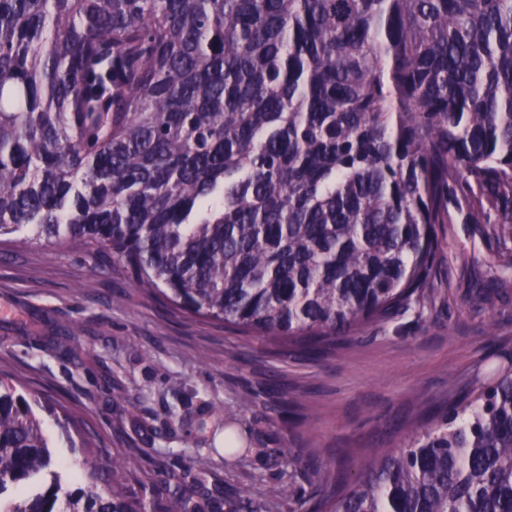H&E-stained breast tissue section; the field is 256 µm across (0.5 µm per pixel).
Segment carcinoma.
<instances>
[{"mask_svg":"<svg viewBox=\"0 0 512 512\" xmlns=\"http://www.w3.org/2000/svg\"><path fill=\"white\" fill-rule=\"evenodd\" d=\"M454 186L476 223L512 204V0H0V245L110 255L177 310L317 354L420 302ZM234 423L189 485L82 439L65 491L0 373V512H262L225 489L254 452ZM311 474L306 512H512V358L360 473Z\"/></svg>","mask_w":512,"mask_h":512,"instance_id":"1","label":"carcinoma"}]
</instances>
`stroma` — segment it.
<instances>
[{"label": "stroma", "instance_id": "obj_1", "mask_svg": "<svg viewBox=\"0 0 512 512\" xmlns=\"http://www.w3.org/2000/svg\"><path fill=\"white\" fill-rule=\"evenodd\" d=\"M424 310L409 307L354 334L336 353L282 357L233 329L173 310L117 262L65 246H0V370L39 404L65 407L104 458L143 449L141 467L186 474L210 457L207 405L234 414L255 447L227 474L266 512H304L306 462L339 477L402 444L427 408L493 379L512 354V266L462 189L448 196ZM77 324L71 356L51 350ZM128 400L112 402L109 383ZM176 417H168V409ZM298 449L300 501L268 500L281 471L271 448Z\"/></svg>", "mask_w": 512, "mask_h": 512}]
</instances>
